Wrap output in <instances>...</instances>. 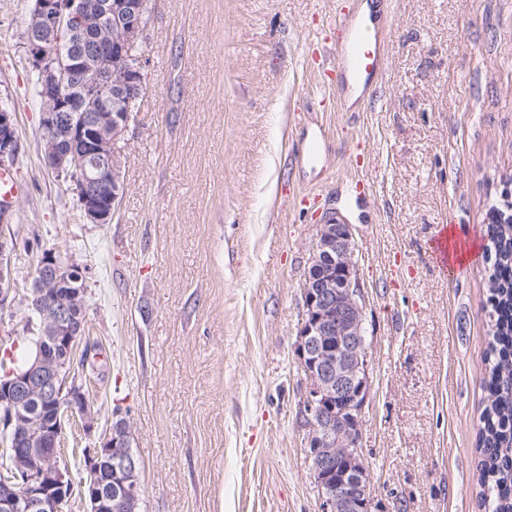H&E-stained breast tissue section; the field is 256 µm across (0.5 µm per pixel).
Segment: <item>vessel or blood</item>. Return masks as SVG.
Returning a JSON list of instances; mask_svg holds the SVG:
<instances>
[{
  "mask_svg": "<svg viewBox=\"0 0 512 512\" xmlns=\"http://www.w3.org/2000/svg\"><path fill=\"white\" fill-rule=\"evenodd\" d=\"M388 16L349 8L339 12L332 29L336 62L331 80L338 111L365 110L374 103L385 77L384 53ZM21 186L9 169L0 168V217L9 213Z\"/></svg>",
  "mask_w": 512,
  "mask_h": 512,
  "instance_id": "obj_1",
  "label": "vessel or blood"
}]
</instances>
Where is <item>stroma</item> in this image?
Wrapping results in <instances>:
<instances>
[{
  "label": "stroma",
  "mask_w": 512,
  "mask_h": 512,
  "mask_svg": "<svg viewBox=\"0 0 512 512\" xmlns=\"http://www.w3.org/2000/svg\"><path fill=\"white\" fill-rule=\"evenodd\" d=\"M342 2L153 0L119 208L89 224L41 156L33 0H0L23 186L0 220L15 285L28 291L46 248L85 265L83 384L97 432L118 414L130 425L139 512H321L294 347L320 224L310 189L357 244L372 512H485L482 250L512 178V0H392L384 83L363 112L337 111L316 69ZM314 135L322 167L296 164ZM443 224L477 246L448 275L429 247Z\"/></svg>",
  "instance_id": "stroma-1"
}]
</instances>
